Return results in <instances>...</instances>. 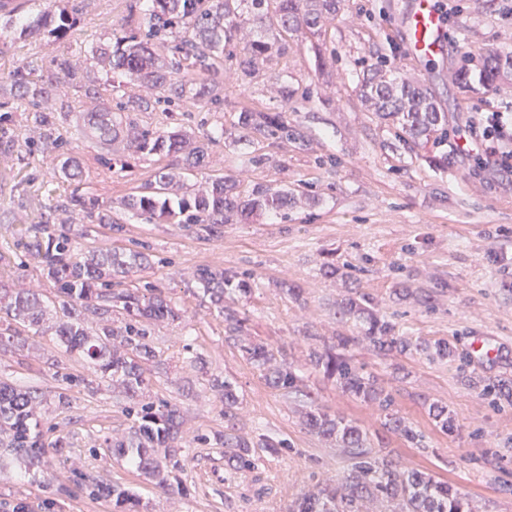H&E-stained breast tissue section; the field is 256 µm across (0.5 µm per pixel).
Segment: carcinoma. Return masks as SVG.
Instances as JSON below:
<instances>
[{
  "instance_id": "cac0c4a2",
  "label": "carcinoma",
  "mask_w": 512,
  "mask_h": 512,
  "mask_svg": "<svg viewBox=\"0 0 512 512\" xmlns=\"http://www.w3.org/2000/svg\"><path fill=\"white\" fill-rule=\"evenodd\" d=\"M278 26L288 32L300 28L311 35L321 33L322 22L340 10L341 0H250L249 16L238 12L236 0H144L135 5L143 16L147 31L143 35H113L112 43L92 50L93 58L114 70H123L136 78L150 96H135L116 106L103 104L84 116V128L105 145L117 141L130 154H166L182 158L180 171L162 172L155 180L145 183L138 193L128 197L124 209L142 217L149 224H185L198 226L209 237L219 238L224 225L235 219H245L256 210L278 211L288 205V192L257 185L244 195L234 182L219 178L196 192L185 183L184 172L202 167L210 157L212 135L190 137L181 131L159 132L141 129L124 116L129 109L147 110L152 105L171 103L172 99H190L202 106L208 103L206 85L199 82L202 75H216L224 65V46L249 24L265 25L270 2ZM50 10L44 17L53 16L57 25L49 34L62 36L73 26L77 6L65 0H48ZM162 44L169 56L161 57L155 50ZM288 44L281 37L252 40L236 56L237 69L250 73L255 61L263 56L283 54ZM479 78L488 86L500 88L512 85V55L488 52L477 62ZM84 69L79 59L57 56L51 61L48 75L34 82L23 69L14 71L12 80L21 94L34 105L33 124L51 130L57 120V108L48 105L62 99L66 88L82 87ZM360 95L378 118L399 125L401 137L413 142L440 139L448 127V114L440 111L433 97L422 85L407 78L387 73L384 65L371 68L363 80ZM242 137L253 139H299V132L284 112H243L239 117ZM33 247L48 269L54 288L61 298L62 316L50 325L45 324L46 310L37 291L30 289L10 298L0 309L11 320L35 327L57 337L67 350L78 352L90 368L103 378L118 382L133 405L127 414L133 425L127 438L115 443L117 451L130 456L137 467L153 472L163 470L162 461L155 455L158 448H172L179 440L178 409L168 403L158 406L135 401L144 384L139 360L153 357L146 342L144 322L178 318V314L155 288L147 284L144 291L126 289L112 291V279L124 277L134 269L149 266L148 257L138 251H117L100 247L84 251L78 246L71 227L55 228L49 224L33 227ZM197 280L205 286L211 305L224 316L225 329L233 336L241 332L245 318L224 308V290L236 288L247 292V284L236 274L208 267L196 271ZM119 303L127 319L119 329L103 327L92 330L85 312L108 310ZM369 299L364 295L349 298L341 315L353 316L367 311ZM364 336L374 346L383 349L404 347L396 336L395 325L388 320L371 318ZM356 337H336L334 354L327 346L311 348L308 359L314 367H322L336 376L340 386L364 400L373 401L383 411L392 405L391 395L380 386L377 377L368 374L346 356ZM245 357L262 372L273 388L292 389L298 375L292 367L277 361L268 347L250 343L242 347ZM211 389L224 398V461L230 475L258 467L262 456L251 443L235 433V408L238 395L229 380L215 378ZM39 401L36 392L21 391L0 382V433L9 434L5 454L26 467H40L47 448L42 442L40 422L35 419ZM390 429L406 440L421 441L404 420L389 415ZM309 429L323 436L334 437L346 448H357L352 471L336 486L318 492L304 493L297 512H361L366 499L395 504L400 512H463L460 499L447 485L433 477L409 469H401L385 459L360 450L361 429L352 422L336 420L323 412L308 415Z\"/></svg>"
}]
</instances>
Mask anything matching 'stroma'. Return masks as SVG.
I'll use <instances>...</instances> for the list:
<instances>
[{"instance_id":"stroma-1","label":"stroma","mask_w":512,"mask_h":512,"mask_svg":"<svg viewBox=\"0 0 512 512\" xmlns=\"http://www.w3.org/2000/svg\"><path fill=\"white\" fill-rule=\"evenodd\" d=\"M131 2L85 0L61 37L20 34L44 11V0H24L20 13L0 14V104L8 111L0 120V296L31 286L56 295L32 247L31 225L63 223L74 198L119 209L173 164L164 154L128 155L118 144L104 149L83 127L84 113L111 99L114 89L130 97L141 92L130 76L97 64L89 53L111 42L113 31L134 27ZM447 2L446 50L433 61L410 59L405 51L412 0H343L320 37L288 32L287 53L260 61L251 75L236 66L242 41L227 46L223 71L207 80L219 108L178 103L130 113L145 129L215 133L211 162L194 171L193 182L231 177L245 194L257 185L288 190L291 203L287 212L266 210L225 225L218 238L182 224H146L127 212L117 229L90 225L82 246L150 256L152 267L121 285L152 284L178 314L176 321L147 326L155 355L142 363L141 398L178 408L180 467L163 486L118 454L113 442L131 426L123 389L93 376L55 337L21 326L0 345V382L37 393L54 449L41 468L0 470V512H115L114 486L132 493L135 512H292L302 492L337 483L355 461L341 443L307 427L306 414L316 408L357 424L372 454L447 483L464 512H512V175L476 171L452 139L472 113H512V96L495 93L478 74L464 85L455 78L464 55H512V14L504 0ZM317 42L327 49L323 71ZM63 54L84 60L85 79L97 92L68 89L49 139L34 129L31 106L11 75L24 66L40 77ZM379 60L425 84L448 114L449 138L424 147L403 141L366 109L363 72ZM282 84L290 99L278 94ZM269 110L287 113L303 141L253 143L236 135L241 112ZM432 154L447 156V165L430 164ZM258 155L263 163H255ZM68 157L83 168L79 180L52 170V159ZM202 267L250 276L249 292L224 299L246 318L240 340L227 339L223 316L195 280ZM290 284L299 296L288 294ZM355 294L367 295L372 312L395 323L405 349L381 352L361 340L364 321L340 314L342 301ZM340 335L355 337L350 355L388 382L390 413L421 434V443L387 431L385 412L308 365L311 344ZM476 339L496 355L474 352ZM437 340L448 342L447 358L421 351V343ZM252 342L292 364L302 378L299 388L266 384L241 350ZM217 377L232 381L240 396V434L285 441L286 451L264 454L258 469L228 476L224 449L215 442L224 432V401L210 388ZM434 404L447 407L451 429L434 419ZM88 478L98 492L85 486Z\"/></svg>"}]
</instances>
